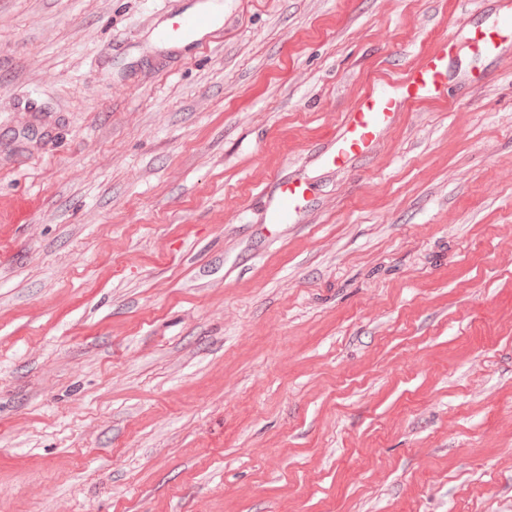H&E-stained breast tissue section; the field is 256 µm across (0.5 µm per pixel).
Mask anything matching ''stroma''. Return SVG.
I'll list each match as a JSON object with an SVG mask.
<instances>
[{
    "instance_id": "1",
    "label": "stroma",
    "mask_w": 512,
    "mask_h": 512,
    "mask_svg": "<svg viewBox=\"0 0 512 512\" xmlns=\"http://www.w3.org/2000/svg\"><path fill=\"white\" fill-rule=\"evenodd\" d=\"M216 2L0 0V512H512V56L320 152L496 0ZM192 12L172 9L169 22L156 30V38L163 43H188L208 47L217 43L224 32V23L219 25L211 9L210 0H196ZM455 44L447 38L432 41L421 54L418 62L408 68L397 84L384 88L386 82L378 78L364 91L328 142L324 151L325 161L331 166H344L364 161L383 131L393 126L405 109L424 101L435 102L448 111H457L448 100V55ZM308 186L298 178L275 176L266 207V224H297Z\"/></svg>"
}]
</instances>
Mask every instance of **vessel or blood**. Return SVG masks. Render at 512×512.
I'll return each mask as SVG.
<instances>
[{
	"label": "vessel or blood",
	"instance_id": "vessel-or-blood-1",
	"mask_svg": "<svg viewBox=\"0 0 512 512\" xmlns=\"http://www.w3.org/2000/svg\"><path fill=\"white\" fill-rule=\"evenodd\" d=\"M224 32L216 21L209 0H197L194 11L172 9L169 21L159 27L156 37L163 43H188L207 47L218 42ZM512 33V0H499L494 29L472 31L471 41L489 56L500 55L506 33ZM453 44L448 39L432 41L418 62L404 73L397 89L385 88L382 79L373 80L347 112L324 158L329 165L344 166L370 157L383 131L393 126L401 112L424 101L437 103L449 111L457 106L448 99V56ZM308 186L300 179L275 177L266 207V221L275 226L297 223Z\"/></svg>",
	"mask_w": 512,
	"mask_h": 512
}]
</instances>
